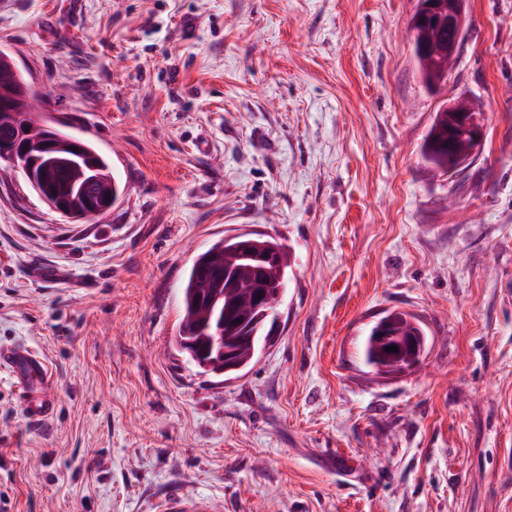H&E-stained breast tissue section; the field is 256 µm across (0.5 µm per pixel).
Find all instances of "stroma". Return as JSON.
I'll return each instance as SVG.
<instances>
[{
    "label": "stroma",
    "instance_id": "obj_1",
    "mask_svg": "<svg viewBox=\"0 0 512 512\" xmlns=\"http://www.w3.org/2000/svg\"><path fill=\"white\" fill-rule=\"evenodd\" d=\"M447 81L418 0H0V50L122 194L72 223L0 184V345L42 353L55 414L0 368V512H512V0H467ZM465 97L485 135L444 173L421 147ZM287 252L269 340L231 379L169 341L199 252ZM419 318L387 379L364 343ZM439 5L433 8L439 14H446L448 17L437 19L429 24L427 5H420L419 18L424 24H414L413 29L416 31L414 37V53L418 61L421 75L424 82L432 86L441 83L448 78L449 68L447 62L443 61L442 56L434 57L432 53L428 56L423 55L422 48L430 46L432 49H444L448 45V56L456 53L462 43V34L468 19L466 13V0H442ZM447 1V2H446ZM448 21L453 22L457 30V34L453 40V32L448 29ZM254 240L257 242V244H254L252 247V249L255 252L266 253L271 249L270 246H273L277 249L278 263L275 266L274 271L271 273V276H273L275 278L282 277L283 282L286 284L287 276H288L287 269L289 266L286 261V257H285L284 251L282 249V246L280 244H278L276 241H274L272 238H268L266 236L257 237V238H254ZM389 314L392 316L395 330L402 332L406 336L400 335L387 324V321H384L381 326L382 336H376V322L370 329L368 339L369 336H376L378 353L382 360L380 366L382 376L394 378L403 374L405 370L419 360L424 352L425 344L417 340L415 336L410 335L417 334L418 336H426V333L419 320L414 315L393 310L384 312V316L381 318ZM368 339H366L367 342H365L364 356L366 363L372 366V350L368 346ZM389 346H397L398 351H386V347Z\"/></svg>",
    "mask_w": 512,
    "mask_h": 512
}]
</instances>
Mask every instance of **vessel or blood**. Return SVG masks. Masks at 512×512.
Returning <instances> with one entry per match:
<instances>
[{
  "mask_svg": "<svg viewBox=\"0 0 512 512\" xmlns=\"http://www.w3.org/2000/svg\"><path fill=\"white\" fill-rule=\"evenodd\" d=\"M0 366L11 373L30 420L40 421L54 414L53 379L44 357L23 345L0 347Z\"/></svg>",
  "mask_w": 512,
  "mask_h": 512,
  "instance_id": "obj_1",
  "label": "vessel or blood"
}]
</instances>
